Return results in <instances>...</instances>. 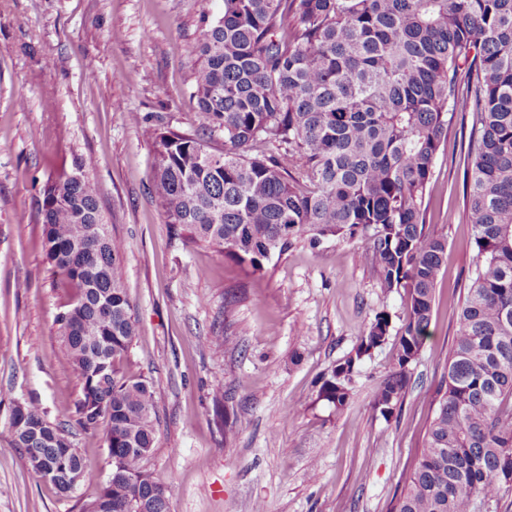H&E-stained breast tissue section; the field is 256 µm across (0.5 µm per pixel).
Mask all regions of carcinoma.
Listing matches in <instances>:
<instances>
[{
  "mask_svg": "<svg viewBox=\"0 0 512 512\" xmlns=\"http://www.w3.org/2000/svg\"><path fill=\"white\" fill-rule=\"evenodd\" d=\"M194 96L225 149L156 135L155 194L189 242L261 272L296 242L368 238L382 287L404 291L394 370L373 405L397 410L429 336L446 238L423 200L454 113L472 114L466 172L475 270L431 401L433 416L393 512H501L512 498V0H224L196 47ZM95 161L51 178L37 200L47 263L69 299L55 319L82 388L77 422L104 430L112 469L83 512H169L146 460L155 447L152 385L123 375L137 335L125 241L90 178ZM380 313L319 396L347 406L364 356L389 337ZM11 444L38 475L73 492L57 450L85 468L66 431L18 402Z\"/></svg>",
  "mask_w": 512,
  "mask_h": 512,
  "instance_id": "obj_1",
  "label": "carcinoma"
}]
</instances>
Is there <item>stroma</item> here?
<instances>
[{
    "mask_svg": "<svg viewBox=\"0 0 512 512\" xmlns=\"http://www.w3.org/2000/svg\"><path fill=\"white\" fill-rule=\"evenodd\" d=\"M223 5L0 0V512H82L111 469L102 433L75 421L80 386L55 325L67 290L45 260L34 205L46 180L81 156L96 159L101 210L127 244L138 335L122 370L153 383L147 466L167 488L170 512H389L401 489L477 261L465 185L471 116L457 114L449 127L424 199L427 229L448 240L447 266L401 409L387 420L372 404L394 368L390 340L362 360L348 405L336 410L319 395L331 367L376 314L397 329L408 313L405 293L381 288L365 238L301 241L252 274L178 239L155 196L157 130L202 132L224 147L192 95L204 19ZM215 336L223 348L210 345ZM25 400L65 426L86 459L70 496L10 443L12 406Z\"/></svg>",
    "mask_w": 512,
    "mask_h": 512,
    "instance_id": "stroma-1",
    "label": "stroma"
}]
</instances>
